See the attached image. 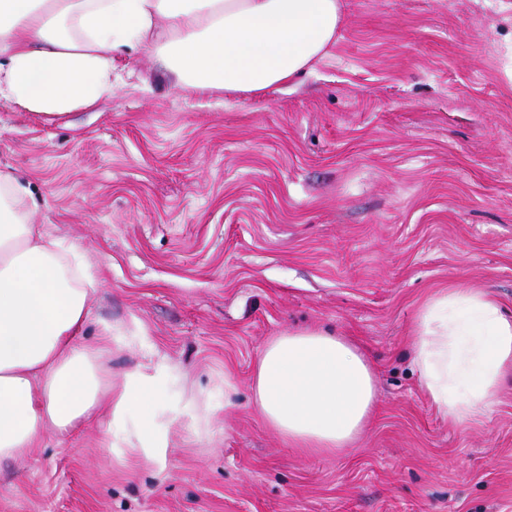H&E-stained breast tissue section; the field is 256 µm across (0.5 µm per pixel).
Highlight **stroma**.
<instances>
[{
  "mask_svg": "<svg viewBox=\"0 0 512 512\" xmlns=\"http://www.w3.org/2000/svg\"><path fill=\"white\" fill-rule=\"evenodd\" d=\"M336 44L266 95L189 94L137 53L112 99L61 118L0 101V168L33 223L97 271L91 319L134 323L114 380L167 368L209 399L162 468L107 419L0 464V512H512V377L488 415L439 416L407 357L418 305L455 286L512 313V0H344ZM351 337L378 401L352 448L306 455L252 408L266 341ZM237 394L224 402V375Z\"/></svg>",
  "mask_w": 512,
  "mask_h": 512,
  "instance_id": "obj_1",
  "label": "stroma"
}]
</instances>
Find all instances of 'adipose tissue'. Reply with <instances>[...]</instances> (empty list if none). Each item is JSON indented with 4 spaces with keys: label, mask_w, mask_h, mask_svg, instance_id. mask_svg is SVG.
<instances>
[{
    "label": "adipose tissue",
    "mask_w": 512,
    "mask_h": 512,
    "mask_svg": "<svg viewBox=\"0 0 512 512\" xmlns=\"http://www.w3.org/2000/svg\"><path fill=\"white\" fill-rule=\"evenodd\" d=\"M342 0H0V100L60 117L111 98L116 61L150 52L187 92L259 94L310 70L336 43ZM28 194L0 169V462L32 454L47 434L70 433L100 411L118 458L162 465L171 420L207 425L196 397L170 406L162 368L136 366L113 385L104 358L121 325L79 343L98 284L76 245L30 220ZM411 362L448 421H476L512 371V315L489 292L448 288L423 300ZM253 406L289 447L335 455L373 414L372 367L347 337L288 330L262 349Z\"/></svg>",
    "instance_id": "1"
}]
</instances>
